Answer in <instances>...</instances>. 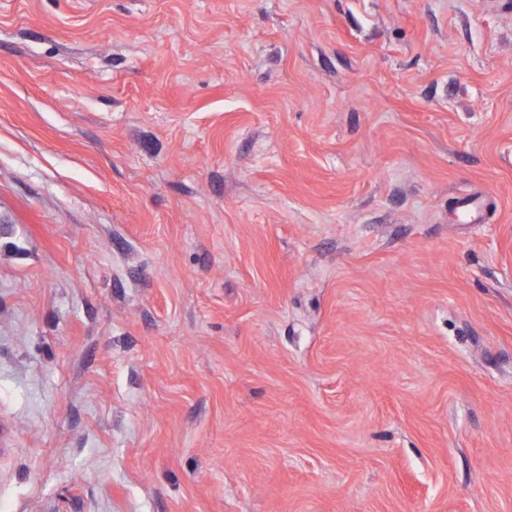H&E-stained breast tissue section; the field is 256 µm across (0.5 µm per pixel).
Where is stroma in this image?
<instances>
[{
    "label": "stroma",
    "instance_id": "stroma-1",
    "mask_svg": "<svg viewBox=\"0 0 512 512\" xmlns=\"http://www.w3.org/2000/svg\"><path fill=\"white\" fill-rule=\"evenodd\" d=\"M0 506L512 512V0H0ZM486 197L470 192L462 193L457 199V209L467 218L471 224L480 223L477 216L488 206Z\"/></svg>",
    "mask_w": 512,
    "mask_h": 512
}]
</instances>
